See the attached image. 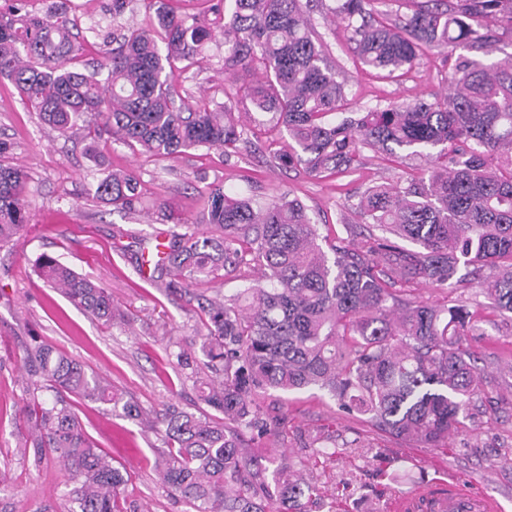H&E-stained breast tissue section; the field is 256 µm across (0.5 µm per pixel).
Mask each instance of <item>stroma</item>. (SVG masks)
I'll use <instances>...</instances> for the list:
<instances>
[{"instance_id":"35a3bbf8","label":"stroma","mask_w":512,"mask_h":512,"mask_svg":"<svg viewBox=\"0 0 512 512\" xmlns=\"http://www.w3.org/2000/svg\"><path fill=\"white\" fill-rule=\"evenodd\" d=\"M111 0H27L26 8L44 16L63 4L77 19L73 34L82 51L76 68L104 62L101 36L110 32ZM319 34L337 78L343 82L351 108L366 111L391 103L431 98L443 93L452 64L443 53L424 50L407 72L384 76L363 67L353 55L349 34L334 20L313 12ZM204 61L179 79L188 101L224 99V30L212 25ZM239 111L250 112L248 103ZM246 126L251 149L220 153L195 149L162 160L119 142L104 153L112 167L135 172L148 203L168 201L185 220L199 215V194L213 181L259 201L282 194L298 197L328 242L345 240L367 248L381 232L356 213L361 193L371 184L396 181L419 173L422 158L409 155L391 164L365 152L356 170L315 178L302 169L277 164L275 153L289 149L286 131L271 129L268 114L250 112ZM0 139L9 143L16 163L31 174L27 204L29 220L21 234L0 248V506L8 512H63L67 476L53 458H21L17 448L27 435L21 415L32 386L19 356L32 337H39L82 363L106 384L140 405L145 415L134 422L93 403L81 404L86 432L128 476L124 512H189L173 497L155 467L162 442L155 430L166 404L195 411L203 406L192 379L174 364L176 343L205 332L198 301L169 288V275L141 269L136 258L152 248L169 224L149 216L127 215L96 201L89 188L102 172L85 151L81 131L63 135L44 125L14 84L0 77ZM43 255L54 257L90 277L112 293L119 310L112 323L97 321L76 309L33 271ZM409 294L439 306L447 300L467 304L481 334L472 342L483 381L473 397L471 416L443 448L394 437L357 413L341 409L326 392L310 388L286 394L260 392L257 400L267 417L282 421L279 431L251 440L254 448L284 452L288 462L302 466L306 477L322 486L318 512H334L331 502L344 488L345 512H382L387 497L408 493L444 469L494 495L512 512V313L487 306L477 285L445 288L414 284ZM344 446V454L319 456L318 448Z\"/></svg>"}]
</instances>
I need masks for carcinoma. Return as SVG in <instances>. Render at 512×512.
I'll list each match as a JSON object with an SVG mask.
<instances>
[{
    "instance_id": "cac0c4a2",
    "label": "carcinoma",
    "mask_w": 512,
    "mask_h": 512,
    "mask_svg": "<svg viewBox=\"0 0 512 512\" xmlns=\"http://www.w3.org/2000/svg\"><path fill=\"white\" fill-rule=\"evenodd\" d=\"M132 0H112L107 75L69 67L75 24L64 12L45 17L16 5L0 9V76H7L49 127L66 133L84 116L87 151L97 162L104 137L162 158L245 142L235 97L190 104L178 76L202 63L207 23L179 14L170 0H147L149 29L118 20ZM314 0H217L224 14V81L261 68L247 96L258 112L294 141L275 159L311 177L355 169L363 149L393 156L420 149L427 174L374 184L358 210L386 233L361 252L339 241L323 249L318 225L300 200L284 194L261 203L227 192L221 182L201 193L203 232L171 231L154 268L171 288L207 285L251 260L268 284L224 301L198 295L207 333L199 346L206 367L221 376L201 387L207 411L171 404L164 413L163 481L193 512H306L317 486L267 448L246 449L245 431L278 432L256 401L267 389L318 388L348 411L397 438L438 448L468 416L480 375L472 364L474 314L463 305L429 306L401 299L394 279L452 286L489 271L492 309L512 313V63L479 67L455 60L449 92L432 100L390 104L336 119L344 84L328 65L307 12ZM379 0H336L358 61L390 75L413 67L425 46L447 56L461 46L491 48L512 37V0H424L410 13L385 16ZM28 173L0 141V246L27 222ZM94 196L117 212L142 207L140 179L108 171ZM408 241L418 249H407ZM39 274L75 307L105 323L112 294L52 257ZM23 365L36 380L25 407V447L58 459L68 472L65 512H123L127 478L86 434L75 412L82 400L132 420L139 407L99 377L34 337ZM41 392H52L47 400Z\"/></svg>"
}]
</instances>
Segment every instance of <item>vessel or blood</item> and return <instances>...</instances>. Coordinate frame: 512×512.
<instances>
[{
	"instance_id": "1",
	"label": "vessel or blood",
	"mask_w": 512,
	"mask_h": 512,
	"mask_svg": "<svg viewBox=\"0 0 512 512\" xmlns=\"http://www.w3.org/2000/svg\"><path fill=\"white\" fill-rule=\"evenodd\" d=\"M384 512H504L492 495L453 473H442L407 494L390 496Z\"/></svg>"
}]
</instances>
